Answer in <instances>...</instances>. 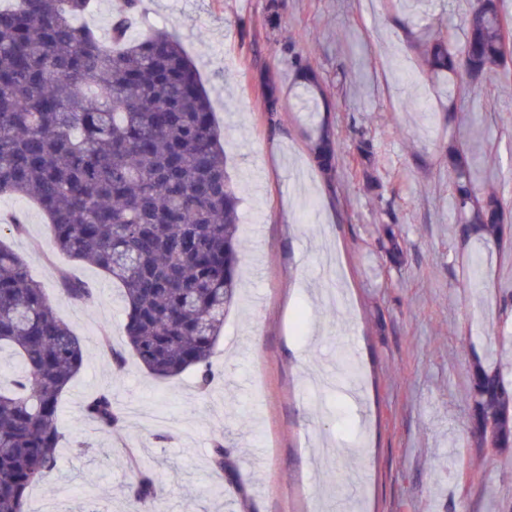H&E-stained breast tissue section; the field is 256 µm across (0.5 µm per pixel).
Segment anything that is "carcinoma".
Segmentation results:
<instances>
[{
	"label": "carcinoma",
	"mask_w": 512,
	"mask_h": 512,
	"mask_svg": "<svg viewBox=\"0 0 512 512\" xmlns=\"http://www.w3.org/2000/svg\"><path fill=\"white\" fill-rule=\"evenodd\" d=\"M138 0H125L109 35L77 23L92 0H15L0 5V197H24L47 216L55 246L121 286L126 346L153 376L193 369L209 385L210 358L235 301L245 256L239 196L224 164L211 100L180 41L155 28L128 38ZM501 0H474L464 40L424 33L433 72L479 79L505 65ZM294 67L314 112L323 92L308 56ZM264 108L278 111L279 88L266 81ZM318 169L332 178L340 144L324 129L311 141ZM460 212L501 235L500 186H476L464 153L451 156ZM63 295L86 306L94 289L65 276ZM18 373L0 384V512H27L30 488L57 464L59 401L77 375L85 345L59 318L26 263L0 243V351ZM490 398L480 417L497 421L512 389L497 371L474 373L471 397ZM103 429L117 421L112 394L87 405ZM232 448L218 443L214 493ZM156 478L140 468L130 499L147 508Z\"/></svg>",
	"instance_id": "1"
}]
</instances>
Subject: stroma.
<instances>
[{"mask_svg": "<svg viewBox=\"0 0 512 512\" xmlns=\"http://www.w3.org/2000/svg\"><path fill=\"white\" fill-rule=\"evenodd\" d=\"M473 0H142L129 38L167 27L194 60L213 103L240 197L245 261L237 305L211 357L214 380L150 375L124 346L120 291L56 249L43 213L0 198V242L21 256L58 316L85 344L62 394L58 463L40 489L59 512H132L136 453L157 479V512H512V448L478 447L470 430L477 366L512 382V236L464 238L448 152L468 151L475 182L501 187L512 220V85L429 72L424 30L464 34ZM308 55L329 110L301 112L293 60ZM277 72L279 112H264L259 73ZM342 143L326 178L310 142ZM372 143L378 188L356 162ZM393 229L401 249L381 247ZM482 283L468 288L472 255ZM97 294L64 297L62 274ZM362 387L319 391L342 358ZM119 413L107 430L84 414L98 391ZM232 446L240 496H214L215 441Z\"/></svg>", "mask_w": 512, "mask_h": 512, "instance_id": "obj_1", "label": "stroma"}]
</instances>
